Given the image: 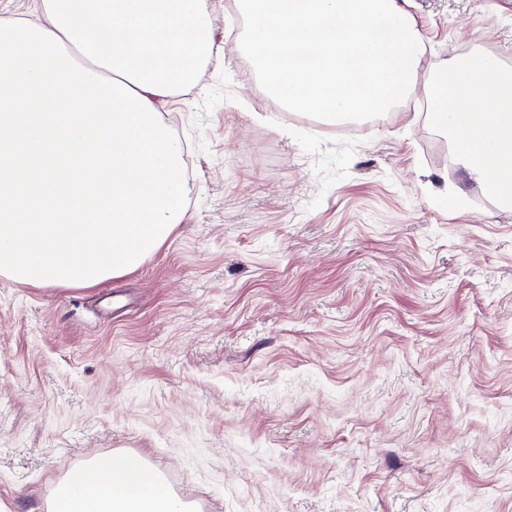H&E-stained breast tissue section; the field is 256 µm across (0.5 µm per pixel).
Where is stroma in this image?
<instances>
[{
  "label": "stroma",
  "instance_id": "stroma-1",
  "mask_svg": "<svg viewBox=\"0 0 512 512\" xmlns=\"http://www.w3.org/2000/svg\"><path fill=\"white\" fill-rule=\"evenodd\" d=\"M160 114L184 217L94 288L0 277V512L139 453L195 512H512V206L451 208L445 134L402 102L352 138L270 120L226 0ZM415 95L512 51V0H409Z\"/></svg>",
  "mask_w": 512,
  "mask_h": 512
}]
</instances>
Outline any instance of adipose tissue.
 <instances>
[{
	"instance_id": "adipose-tissue-1",
	"label": "adipose tissue",
	"mask_w": 512,
	"mask_h": 512,
	"mask_svg": "<svg viewBox=\"0 0 512 512\" xmlns=\"http://www.w3.org/2000/svg\"><path fill=\"white\" fill-rule=\"evenodd\" d=\"M428 117L454 158L501 202H512V70L480 52L436 68ZM53 512H192L138 454L94 455L59 486Z\"/></svg>"
}]
</instances>
